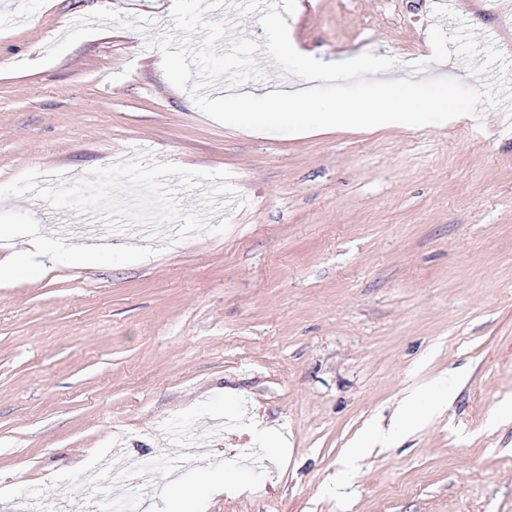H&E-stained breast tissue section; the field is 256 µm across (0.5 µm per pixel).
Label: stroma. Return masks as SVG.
<instances>
[{"instance_id":"1","label":"stroma","mask_w":512,"mask_h":512,"mask_svg":"<svg viewBox=\"0 0 512 512\" xmlns=\"http://www.w3.org/2000/svg\"><path fill=\"white\" fill-rule=\"evenodd\" d=\"M437 0H279L325 62H433ZM174 0H0V185L74 179L143 149L231 174L241 206L119 266L0 284V512L85 496L161 512L176 478L228 482L198 512H512V116L304 136L221 124L146 41ZM507 52L512 0H450ZM41 235L75 222L29 197ZM448 410L352 468L405 392ZM143 467L127 495L107 461Z\"/></svg>"}]
</instances>
